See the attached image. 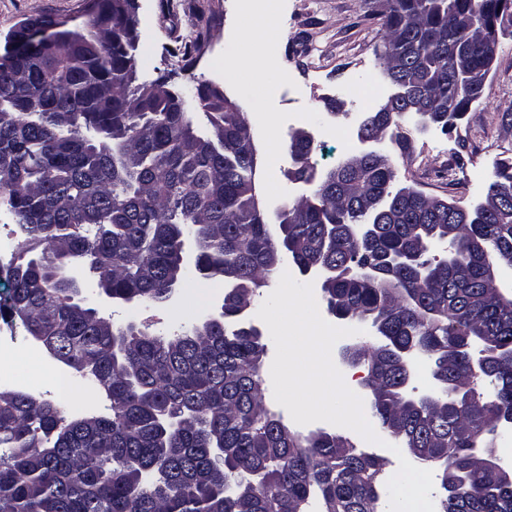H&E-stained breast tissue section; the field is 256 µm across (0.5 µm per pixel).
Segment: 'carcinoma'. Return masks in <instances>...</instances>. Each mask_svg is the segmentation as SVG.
<instances>
[{"mask_svg":"<svg viewBox=\"0 0 512 512\" xmlns=\"http://www.w3.org/2000/svg\"><path fill=\"white\" fill-rule=\"evenodd\" d=\"M508 0H387L384 66L434 108L481 99L495 45L483 28ZM81 41L0 55V207L26 242L46 248L12 264L0 312L105 391L108 416L66 421L39 396L0 391V512H376L379 458L344 435L292 433L264 401L261 332L238 321L250 297L288 266L329 270L328 307L368 320L375 343L347 348L367 369L372 417L409 460L441 471V512H512V472L491 459L512 425V298L485 283L512 259V165H494L500 207L465 226L463 207L397 187L391 159L362 157L327 172L314 203L285 211L269 233L257 203L256 147L243 113L133 85L125 46L134 22L117 0H93ZM200 40L171 55L190 61ZM203 113L206 132L193 126ZM407 103L368 112L370 136L400 138ZM315 138L288 135L311 161ZM194 241L196 268L181 262ZM126 302L164 303L196 275L224 282L223 323L177 336L107 318L66 280ZM485 352L470 371L467 346ZM413 348L437 392L413 398L400 351ZM483 381L493 385L488 396ZM455 475L448 486V473Z\"/></svg>","mask_w":512,"mask_h":512,"instance_id":"obj_1","label":"carcinoma"}]
</instances>
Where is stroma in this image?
<instances>
[{
	"mask_svg": "<svg viewBox=\"0 0 512 512\" xmlns=\"http://www.w3.org/2000/svg\"><path fill=\"white\" fill-rule=\"evenodd\" d=\"M91 0H0V49L21 21L50 15L81 28ZM377 0H278L272 52L261 51L262 36L251 35L262 13L240 11L237 0H139L136 84L163 77L175 93L192 98L198 82L223 90L249 114L257 149L256 184L266 213L298 192L287 176L289 114L315 120L323 135L311 161L326 172L353 155L355 117L374 109L388 87L378 58L381 47ZM200 40L191 64L170 55L179 42ZM282 78L271 102L261 100L270 71ZM344 103L327 111L328 98ZM270 112L255 118L256 108ZM406 148L390 145L396 183L425 195L470 207L487 193L492 166L512 164V35L499 37L482 98L448 132L419 133L405 125ZM220 298L176 292L164 303L130 304L96 297L92 305L114 323H136L149 332L173 335L205 321Z\"/></svg>",
	"mask_w": 512,
	"mask_h": 512,
	"instance_id": "1",
	"label": "stroma"
}]
</instances>
